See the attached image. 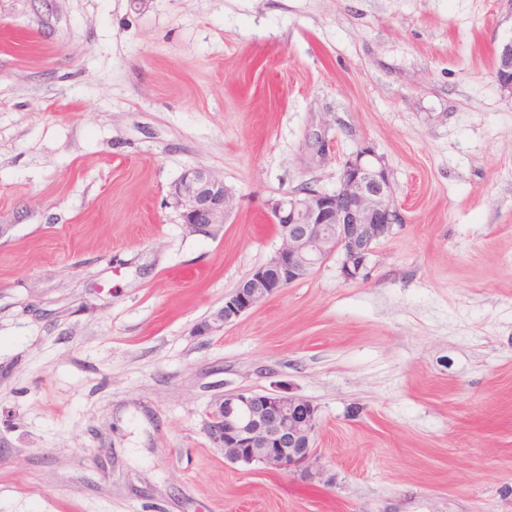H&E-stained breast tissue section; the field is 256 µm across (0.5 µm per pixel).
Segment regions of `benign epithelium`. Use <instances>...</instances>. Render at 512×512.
Returning a JSON list of instances; mask_svg holds the SVG:
<instances>
[{
	"instance_id": "obj_1",
	"label": "benign epithelium",
	"mask_w": 512,
	"mask_h": 512,
	"mask_svg": "<svg viewBox=\"0 0 512 512\" xmlns=\"http://www.w3.org/2000/svg\"><path fill=\"white\" fill-rule=\"evenodd\" d=\"M494 77L512 93V41L501 48ZM171 197L183 224L206 232L224 223L228 196L224 181L204 168L185 171ZM400 220L389 170L373 147L362 144L342 162L336 189H316L275 201L268 222L278 227L282 246L224 296V307L199 327L208 334L237 321L289 285L336 258L347 281L363 276L377 242ZM318 408L287 392L238 390L210 408L205 432L233 463L319 479L314 436Z\"/></svg>"
}]
</instances>
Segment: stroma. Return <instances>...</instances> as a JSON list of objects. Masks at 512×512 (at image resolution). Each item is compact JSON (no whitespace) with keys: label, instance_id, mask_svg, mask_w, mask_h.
<instances>
[{"label":"stroma","instance_id":"obj_1","mask_svg":"<svg viewBox=\"0 0 512 512\" xmlns=\"http://www.w3.org/2000/svg\"><path fill=\"white\" fill-rule=\"evenodd\" d=\"M510 41L512 0H0V512H512ZM363 143L402 217L363 276L199 334ZM241 389L317 405L321 480L212 446ZM493 74L501 89L512 94V41L501 48ZM171 197L182 224L192 232H206L213 224L224 223L228 204L224 182L207 169L185 171L173 185Z\"/></svg>","mask_w":512,"mask_h":512}]
</instances>
